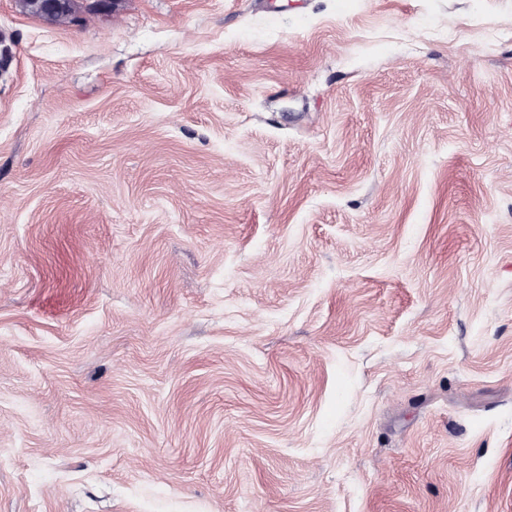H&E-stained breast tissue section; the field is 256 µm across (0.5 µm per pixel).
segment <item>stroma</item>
Here are the masks:
<instances>
[{
  "mask_svg": "<svg viewBox=\"0 0 512 512\" xmlns=\"http://www.w3.org/2000/svg\"><path fill=\"white\" fill-rule=\"evenodd\" d=\"M0 40V512H512V0Z\"/></svg>",
  "mask_w": 512,
  "mask_h": 512,
  "instance_id": "1",
  "label": "stroma"
}]
</instances>
